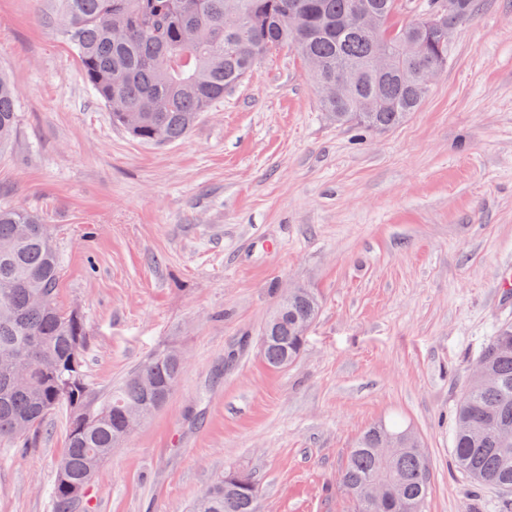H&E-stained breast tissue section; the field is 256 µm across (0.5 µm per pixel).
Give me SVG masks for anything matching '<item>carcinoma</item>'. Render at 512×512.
Returning a JSON list of instances; mask_svg holds the SVG:
<instances>
[{
    "label": "carcinoma",
    "instance_id": "carcinoma-1",
    "mask_svg": "<svg viewBox=\"0 0 512 512\" xmlns=\"http://www.w3.org/2000/svg\"><path fill=\"white\" fill-rule=\"evenodd\" d=\"M41 22L59 31L84 80L111 112L112 123L152 144L183 137L205 112L240 85L270 52L294 48L308 65L323 111L338 124L364 130L394 127L416 111L430 92L425 71L448 64V41L425 23L445 0H429L418 20L392 23L396 0H55ZM374 15L371 29L352 21L355 7ZM300 13L305 32L288 24ZM415 39L424 51L407 57ZM394 54L380 72L372 60ZM345 78L336 87V78ZM19 99L0 72V149L12 141ZM63 269L48 225L34 212L0 206V441H23L48 415L66 404L72 412L68 446L60 459L54 512H78L89 483L127 436L126 415L148 418L180 379L179 352L165 349L144 361L112 389L97 409L85 410L83 317L57 300ZM267 320L261 353L273 368L300 356L319 313L308 288H296ZM512 325L500 327L478 359L482 369L465 384L454 416L456 465L477 483L512 493ZM23 373L27 384L17 386ZM405 430L379 423L350 449L341 485L354 512H422L430 468L416 436L385 458L381 443ZM259 484L233 470L193 503L190 512H259Z\"/></svg>",
    "mask_w": 512,
    "mask_h": 512
}]
</instances>
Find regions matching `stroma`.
<instances>
[{
	"label": "stroma",
	"instance_id": "obj_1",
	"mask_svg": "<svg viewBox=\"0 0 512 512\" xmlns=\"http://www.w3.org/2000/svg\"><path fill=\"white\" fill-rule=\"evenodd\" d=\"M0 0V72L19 121L0 152V204L48 224L58 301L82 312L83 379L98 404L166 348L167 402L113 449L86 512H189L225 472L251 473L261 512H354L340 484L367 428L398 422L426 452L424 512H512L453 457V410L512 323V0H476L418 112L336 125L283 48L185 139L113 125L64 40ZM320 311L300 358L268 366L261 329L284 288ZM70 410L28 447L0 442V512H53Z\"/></svg>",
	"mask_w": 512,
	"mask_h": 512
}]
</instances>
